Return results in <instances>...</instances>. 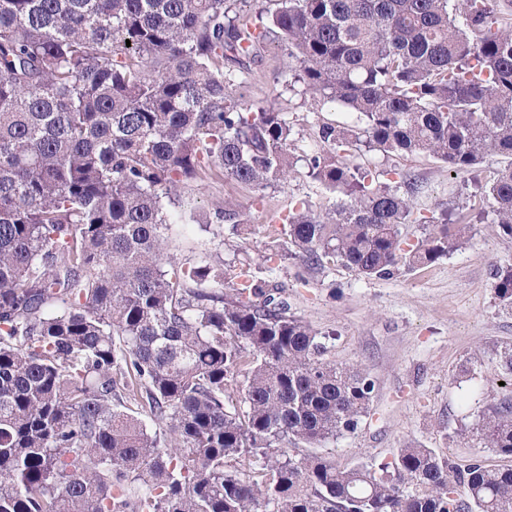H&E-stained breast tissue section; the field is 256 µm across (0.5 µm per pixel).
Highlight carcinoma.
<instances>
[{"label": "carcinoma", "mask_w": 512, "mask_h": 512, "mask_svg": "<svg viewBox=\"0 0 512 512\" xmlns=\"http://www.w3.org/2000/svg\"><path fill=\"white\" fill-rule=\"evenodd\" d=\"M276 2L0 0V512H512V465L413 442L376 467L300 453L355 431L374 383L324 361L266 277L293 259L382 278L470 245L446 206L407 243L418 181L373 182L361 145L457 175L511 160L484 198L512 237V0ZM268 42L286 86L360 114L309 158L339 197L271 214L267 267L177 264L179 187L293 171L288 116L225 66ZM215 218L221 246L244 227L229 201ZM493 290L512 311V263ZM477 432L512 458V402Z\"/></svg>", "instance_id": "1"}]
</instances>
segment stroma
Instances as JSON below:
<instances>
[{"label":"stroma","mask_w":512,"mask_h":512,"mask_svg":"<svg viewBox=\"0 0 512 512\" xmlns=\"http://www.w3.org/2000/svg\"><path fill=\"white\" fill-rule=\"evenodd\" d=\"M251 67L242 91L253 105L285 109L294 126L297 172L267 188L260 201L225 176L207 175L182 186V199L200 215H212L220 201L236 204L249 236L243 241L225 234L219 249L204 225H171L167 252L176 262L218 253L230 266L258 264L270 242L271 212L287 210L296 198L322 209L333 202L309 177L304 156L319 148L320 125L355 126L357 114L287 90L288 57L278 43L263 46ZM360 162L379 182L396 170L416 178L421 190L413 198L415 214L429 217L447 209L470 226L474 243L431 265L403 267L381 279L359 277L339 266L308 270L293 260L269 272L270 281L285 284L291 312L325 334L324 360L361 368L374 382L368 415L354 432L327 442L320 452L337 467L349 468L379 464L403 443L415 442L442 456L478 455L501 463V456L483 447L473 431L488 409L512 402V379L500 358L503 347L512 346V311L499 307L492 288L494 265L512 261V238L499 235L486 215L464 207L477 181L488 180L491 172L483 170L475 180L457 176L430 156L370 152ZM462 427L471 429V436L459 438Z\"/></svg>","instance_id":"stroma-1"}]
</instances>
